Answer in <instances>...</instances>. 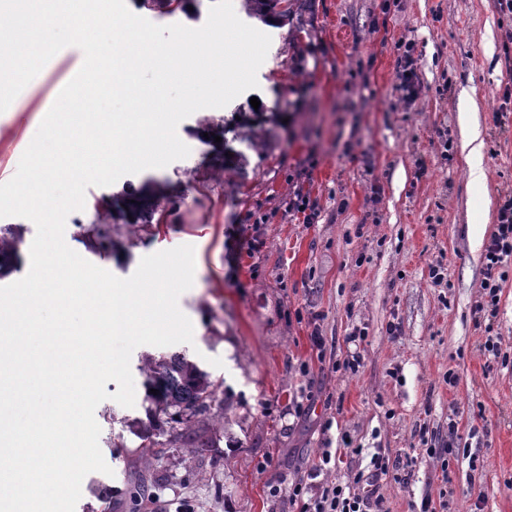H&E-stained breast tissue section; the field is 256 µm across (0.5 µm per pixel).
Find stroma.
Instances as JSON below:
<instances>
[{
    "label": "stroma",
    "mask_w": 512,
    "mask_h": 512,
    "mask_svg": "<svg viewBox=\"0 0 512 512\" xmlns=\"http://www.w3.org/2000/svg\"><path fill=\"white\" fill-rule=\"evenodd\" d=\"M379 4L297 0L292 24L269 29L258 86L235 102L259 98L286 122L244 177L219 174L199 135L223 124L230 107L202 109L177 128L188 157L88 187L84 209L66 220L67 245L120 278L144 256L194 248V283L178 301L194 328L186 351L222 381L231 425L207 451L214 463L205 481L170 472L149 512H176L186 501L196 512H266L270 485L288 489L321 449L346 438L352 451L327 475L342 486L375 452H417L409 477L381 482L388 512H418L425 497L448 501L447 512H512V268L492 323L474 315L485 247L512 193V112L498 115L512 82L501 56L512 17L493 0H400L383 20ZM401 39L419 55L422 87L410 100L398 89L393 46ZM83 62L80 48L62 49L39 86L0 113V183L14 176ZM474 131L483 142L480 186L463 148ZM151 179L176 200L156 235L123 240L110 255L88 253L77 227L93 222L97 201ZM298 192L315 205L313 222L286 212ZM433 266L442 285L428 276ZM357 328L367 336L351 373L338 364ZM315 331L324 351L313 347ZM490 334L500 338V358L482 348ZM133 379V407L112 401L111 381L95 411L113 473L84 478L111 486L113 512H126V451L137 444L123 421L142 413L144 378ZM424 438L453 440L460 451L429 457ZM113 439L123 447H110Z\"/></svg>",
    "instance_id": "stroma-1"
}]
</instances>
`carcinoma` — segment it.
Instances as JSON below:
<instances>
[{"instance_id": "cac0c4a2", "label": "carcinoma", "mask_w": 512, "mask_h": 512, "mask_svg": "<svg viewBox=\"0 0 512 512\" xmlns=\"http://www.w3.org/2000/svg\"><path fill=\"white\" fill-rule=\"evenodd\" d=\"M190 0H141V5L164 14L186 9ZM295 0H241V11L252 20L271 27L290 23ZM280 113L270 111L266 119L237 124L234 139L242 150L224 161V171L243 176L251 155L267 151L272 128ZM170 203L168 185L147 181L130 185L122 193L97 204V222L79 225L80 240L95 255L113 252L116 239L114 221L119 220L132 237L151 234L155 216ZM20 228L0 226V277L21 267ZM144 376L145 418L127 423L140 443L130 452L134 471L125 492L128 512H144L153 498L158 482V463L164 461L174 470L182 469L200 476L206 467L203 449L210 447L208 431L222 433L228 417L224 409L222 382L212 376L184 352H146L139 360ZM156 393H150V390ZM91 496L99 503L88 512L112 510V488L100 483L91 486Z\"/></svg>"}]
</instances>
